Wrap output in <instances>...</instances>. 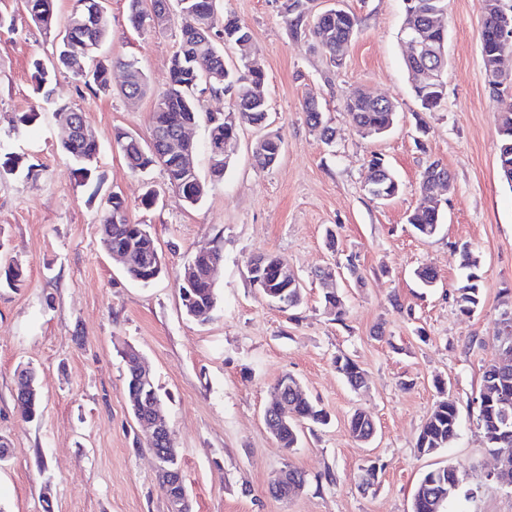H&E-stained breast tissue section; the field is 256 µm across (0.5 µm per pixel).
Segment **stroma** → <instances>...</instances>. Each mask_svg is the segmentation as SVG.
Segmentation results:
<instances>
[{"mask_svg": "<svg viewBox=\"0 0 512 512\" xmlns=\"http://www.w3.org/2000/svg\"><path fill=\"white\" fill-rule=\"evenodd\" d=\"M356 19L341 67L330 64L310 34L291 35L283 0H220L251 33L265 71V130L242 127L220 182L186 205L161 168L131 171L113 141L123 129L148 138L154 95L168 81L178 47L179 12L151 30L135 28L128 0H106L111 60L138 59L151 92L131 101L113 89L96 95L64 70L52 98L37 88L33 60L50 63L56 44L31 21L23 0H0L12 29H0V152L35 165L36 177H0V265L22 269L16 288H0V437L10 457L0 464V512H167L156 461L131 413L120 352L136 347L149 363L166 405L171 438L192 512H411L420 476L441 465L462 479L450 512H512V492L486 477L493 461L476 424L474 403L491 359L504 290L512 289V185L499 174L497 114L512 101V81L492 94L480 32L483 0H448V65L444 100L422 110L412 90L398 33L402 0H342ZM364 89L398 106L394 129L365 138L345 101ZM316 99L336 129L333 145L307 126L304 103ZM65 104L85 112L99 151L81 177L62 151L54 116ZM37 110L30 126L16 115ZM426 135H418V125ZM279 135L281 155L259 167L251 148L261 132ZM381 155L402 184L387 203L364 189L368 161ZM439 162L454 190L443 204L440 233L424 239L407 217L419 202L424 167ZM155 190L159 200L144 208ZM119 195L131 222L147 225L163 272L151 285L133 281L101 245L108 199ZM337 249H328L326 229ZM480 260L482 306L462 315L453 290L466 271L459 249ZM220 247L218 302L209 321L186 316L176 279L199 250ZM271 252L286 258L304 301L281 311L251 286L246 262ZM355 255L357 275L341 271L345 322L325 305L319 270ZM430 265L436 287H420L414 271ZM350 357L368 384L354 391L337 372ZM39 382L41 416L24 420L15 401L20 369ZM293 375L330 414L305 429L284 452L263 410L283 374ZM459 410L451 447L431 454L416 446L442 393ZM361 410L377 434L367 444L349 432ZM375 462L377 482L361 490L359 475ZM304 471L305 491L283 501L269 483L284 464Z\"/></svg>", "mask_w": 512, "mask_h": 512, "instance_id": "stroma-1", "label": "stroma"}]
</instances>
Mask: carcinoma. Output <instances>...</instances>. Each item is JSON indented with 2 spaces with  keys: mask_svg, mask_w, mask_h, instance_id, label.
Returning a JSON list of instances; mask_svg holds the SVG:
<instances>
[{
  "mask_svg": "<svg viewBox=\"0 0 512 512\" xmlns=\"http://www.w3.org/2000/svg\"><path fill=\"white\" fill-rule=\"evenodd\" d=\"M31 7L27 9L31 21L47 35L58 38L56 53L57 63L48 69L40 61L34 65L40 75L41 83H47L51 74L67 68L65 55L83 56L93 60V54L108 39L109 20L106 13L98 11L96 17H91L89 8L83 0H75L72 12L68 17L69 26L64 30L57 29L55 12L56 0H30ZM180 12L183 14H199L202 16L200 31L181 30L178 49L171 59L170 78L168 87L155 94L153 111L150 118V130L164 128L169 134H174L179 127L178 120L196 123L206 119L208 140L225 137L224 114L201 112V102L198 93L206 88L214 94L224 92L227 87L234 88L231 111L240 112L246 117V124L262 127L267 121L269 103L249 93L248 81L242 80L238 73L248 74L249 81H261L265 74L259 59L251 49V35L248 28L231 15H206L208 0H178ZM286 20L289 30L295 36L308 30L314 36L318 46L329 54L330 61L342 65L345 43L348 41L355 24L354 16L343 9L336 8L334 19L325 25L307 28V7L305 0H286L284 3ZM229 45L236 50V63L231 65L224 60V46ZM117 65L129 69L128 88L125 97L139 99L150 91L148 77L139 62L135 59L119 60ZM112 65L97 61L92 70L91 78H86L78 72H72L73 77L94 93H107L111 90ZM351 122L357 128H368L381 131L388 128L395 111L386 103H379L376 97L361 92L349 100L344 106ZM306 122L316 131L321 140L331 145L336 138V130L322 111H316L311 103L304 106ZM498 129L500 135L498 163L503 179L512 185V103H508L498 113ZM115 142L123 153L129 168L136 172H144L154 166H160L167 175L168 183L176 186L178 182L186 181L187 170L182 167L178 156L169 153V149L161 143H142L141 140L125 133L124 138H115ZM282 140L277 135L269 136L254 155L255 162L265 167L272 158L280 155ZM62 150L78 165V171L87 174L91 171L98 145L94 140L69 137L60 141ZM369 171L378 173V190L393 199L401 192V183L395 173L384 161L374 156L368 163ZM126 211L124 201L114 195L107 201L103 215L101 243L106 250L126 247L135 234H140L137 242L141 260L127 270V274L135 281L148 285L150 280L145 277L152 261L160 254L155 239L146 229V225L132 224L127 218L113 221L114 213ZM416 234L422 238L435 236L442 226V211L421 204L408 217ZM461 266L467 270L466 282L455 289L453 301L458 311L463 315L477 312L482 305L480 276L478 275V257L466 246L460 250ZM255 262L257 272L266 280L269 287L275 290V295L269 302L283 311L297 309L304 299L303 287L294 284L291 277L280 276L279 267L283 258L274 253H260L251 257ZM190 297H181L184 310L190 318L204 323L211 317L217 303V294L210 288H194L187 290ZM325 302L334 312L335 320H345L346 307L343 297L337 293H325ZM510 331L495 336L494 356L484 367L480 392L495 399L499 393L512 400V324ZM337 372L342 375L353 390H360L366 383V375L359 366L348 356L338 355L334 360ZM277 385L283 387V398L272 400L264 409L273 421V434L280 447L296 448L301 438V427L304 423L325 425L328 415L324 408L314 402L303 390L300 383L290 374H283ZM478 427L483 434L485 444L492 453L498 451L500 445L495 442L500 425L496 411L488 407L478 411ZM459 428L458 408L452 399L439 402L431 415L423 424L416 447L427 453L441 448H448L456 438ZM373 429L371 416L362 411H356L350 418L349 430L353 438L361 443L366 442ZM456 482L455 470L445 466L425 473L419 484H428L424 496L416 498L412 512H447L448 504L458 497L452 489Z\"/></svg>",
  "mask_w": 512,
  "mask_h": 512,
  "instance_id": "obj_1",
  "label": "carcinoma"
}]
</instances>
